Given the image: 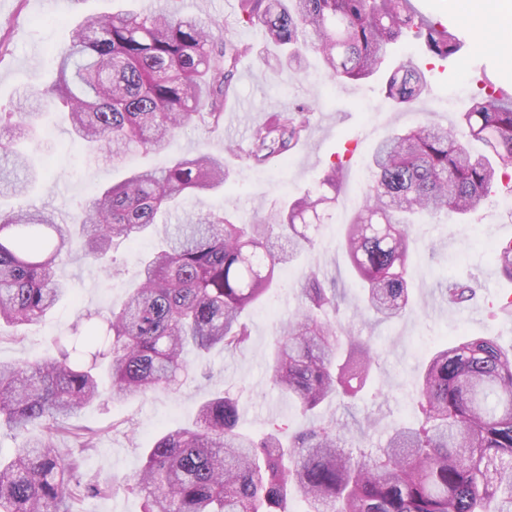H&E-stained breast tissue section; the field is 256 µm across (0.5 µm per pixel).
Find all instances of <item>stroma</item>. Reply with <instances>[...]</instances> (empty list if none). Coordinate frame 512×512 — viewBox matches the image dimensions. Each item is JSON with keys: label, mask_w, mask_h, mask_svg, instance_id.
I'll return each mask as SVG.
<instances>
[{"label": "stroma", "mask_w": 512, "mask_h": 512, "mask_svg": "<svg viewBox=\"0 0 512 512\" xmlns=\"http://www.w3.org/2000/svg\"><path fill=\"white\" fill-rule=\"evenodd\" d=\"M129 5L130 0H0V110L9 111L18 95H38L52 83V54L68 42L73 26ZM411 5L419 18L447 26L458 39V50L448 60H434L412 37L401 38L394 60L428 68L430 90L399 109L386 99L378 79L334 82L316 55H308L298 69L278 66L277 49L268 43L261 25L241 21L237 0H182L183 11L223 21L225 37L250 45L251 51L241 58L232 80L222 128H189L163 148L133 156L130 168H162L187 154L222 156L229 172L223 190L186 198L181 209L189 214L223 211L245 224L260 219L271 204L313 190L329 163L340 157L346 162L342 191L314 248L298 265L282 271L276 288L250 311L252 336L244 349L213 350L196 363L178 390L93 404L75 417L76 425L101 432L96 448L84 454V477L128 480L140 469L144 449L162 431L190 423L200 402L219 390L238 395L239 425L245 431L264 432L275 422L287 423L292 433L304 428L306 417L272 383L267 354L275 332L297 314L296 288L313 268L335 279L343 295V327L369 341L374 356L372 383L364 397L324 405L316 417L345 427L364 448H377L392 427L413 420L412 389L436 349L467 336L512 346V315L503 313L498 302L499 296L512 294V281L494 260L497 244L512 240V213L502 206L506 189L494 193L466 223L444 224L434 218L417 227L408 274L419 307L391 322H375L359 310L360 285L337 245L344 224L363 199L368 161L379 141L392 131L427 121L453 126L462 109L456 95L474 91L478 80L512 84V42L496 30L474 27L455 11L453 0H411ZM298 103L311 108L305 140L287 158L264 168L253 166L242 153L251 127ZM26 148L40 175L26 196L0 197L2 211L32 205L57 210L67 220L99 189L124 176L111 163L74 146L68 122L54 112L46 133ZM154 244L149 235L115 242L111 274L77 252L65 259L58 275L68 284L70 297L22 331L0 328V362L51 352L54 339L70 334L79 313L120 306L138 285V256ZM451 274L477 279L476 295L467 306H449L443 288Z\"/></svg>", "instance_id": "stroma-1"}]
</instances>
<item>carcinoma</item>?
I'll return each instance as SVG.
<instances>
[{"label": "carcinoma", "instance_id": "obj_1", "mask_svg": "<svg viewBox=\"0 0 512 512\" xmlns=\"http://www.w3.org/2000/svg\"><path fill=\"white\" fill-rule=\"evenodd\" d=\"M239 9L288 62L314 53L339 83L379 74L399 108L419 99L428 80L412 62L386 65L393 46L411 33L433 59L457 50L447 27L415 20L410 0H239ZM250 50L200 14L146 7L77 24L56 54L53 85L18 102L17 112L0 113V156L27 170L19 179L1 166L0 194L28 191L33 172L20 143L37 132L44 101L66 113L73 140L110 153L119 167L192 123L223 125L232 78ZM496 91L484 81L455 129L428 121L389 134L371 153V180L343 244L367 309L383 320L410 310L412 226L437 215L458 221L497 187L512 189V103L499 102ZM307 126L302 105L272 113L252 127L246 158L269 163ZM342 176V163H332L315 190L272 204L253 224L224 213L169 223L181 198L224 185L223 159L205 154L131 171L70 224L46 209L0 213V325L16 328L41 321L65 294L56 273L63 256L81 250L110 270L115 240L159 233L158 248L138 262L139 287L105 326L90 323L58 340L55 356L0 364V424L16 441L0 456V512H74L86 498L117 493L118 483L82 481L78 460L58 447L64 439L96 447L97 432L73 425L77 411L173 389L190 374L191 352L244 348L251 338L244 313L332 219ZM495 258L512 279V240ZM446 283L455 307L475 293L470 280ZM299 297L300 312L272 337L269 373L308 414L333 398L359 397L372 348L330 318L338 303L326 278L305 275ZM412 401L416 422L366 451L353 449L349 432L333 423L256 438L238 426V398L216 393L193 426L166 430L145 449L134 485L145 493L144 512H294L293 502L303 512H512V350L483 336L448 343L430 357Z\"/></svg>", "mask_w": 512, "mask_h": 512}]
</instances>
